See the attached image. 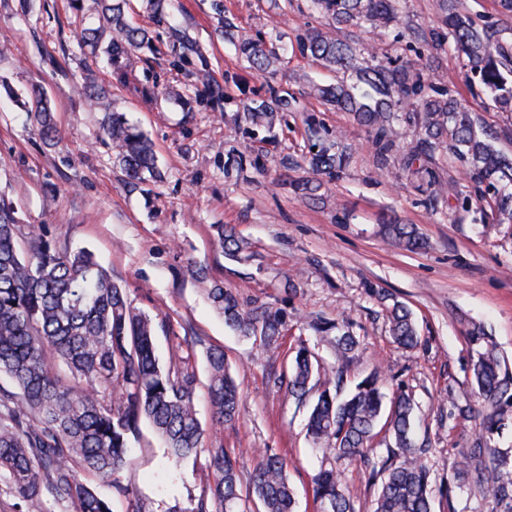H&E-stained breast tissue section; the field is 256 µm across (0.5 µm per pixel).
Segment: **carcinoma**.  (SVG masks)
I'll return each instance as SVG.
<instances>
[{"mask_svg": "<svg viewBox=\"0 0 512 512\" xmlns=\"http://www.w3.org/2000/svg\"><path fill=\"white\" fill-rule=\"evenodd\" d=\"M329 29L309 27L296 37L298 53L342 74L336 83L311 85L323 105L354 115L373 133L372 149L380 173L398 180L417 181L424 203L437 206L448 195L437 155L466 168L476 187L492 196L478 201L496 224H512V158L496 149L487 132L458 99L456 92L435 82L432 52L454 51L470 74L471 90L484 104L512 112V40L500 30L478 28L462 11L459 0H440L443 28L424 40L427 52L410 59L398 48L367 51L340 39L333 32L366 24L389 28L407 24L402 0H308ZM99 25L84 30L80 44L96 50L108 38L106 53L113 73L123 82L136 67L137 52L152 47L153 31L131 24L126 0H95ZM153 22L168 29L171 50L178 62L202 56L200 46L168 20V0H148ZM215 14L224 19V36L235 40L238 52L260 75L275 74L276 51L259 37L239 29L225 14L223 0H214ZM196 80L203 90L196 103L207 109L224 97L207 72ZM90 105L102 106L108 89L84 82ZM31 111L41 135L58 137L51 108L40 91L31 93ZM296 111V99L269 89V95L242 105L251 131L271 130ZM102 136L112 148L114 162L132 185L161 177L149 138L125 115L107 112ZM412 131L415 144L400 150V140ZM308 162L318 178L292 184L303 200L318 199L320 177H340L353 153L347 146L311 144ZM390 242L405 249L424 245L412 224L390 219L385 224ZM224 253L242 259L247 243L234 229L218 228ZM195 280L224 323L238 335L267 350L278 345L288 326V313L271 304L243 306L237 294L192 271ZM389 334L404 350L421 342L410 309L395 300L386 307ZM308 326L323 336L340 357L354 351L359 341L347 322L312 318ZM473 350L471 384L482 410L478 413L477 452L487 440L512 423V365L483 327L468 330ZM207 392L211 429L221 431L238 418L241 395L224 359V348L206 351ZM177 354L169 367L155 353V321L135 307L128 294L95 256L84 249L68 250L47 238L40 225L20 224L14 210L0 205V375L11 380L14 391H0V479L23 512H44L51 501L60 512H112L110 502L80 479V473L113 484L128 498L131 512H155V503L139 498L120 484L118 475L131 463L130 439L142 420L150 422L164 440L167 455L178 462L203 448L206 430L196 409L197 377ZM288 393L301 403L311 394L306 431L323 452L312 477V494L320 512H356L345 492L336 463L358 459L378 487L373 512H434V487L425 461L429 442L418 441L413 429L410 396L398 390L384 407L379 376L372 373L346 395L344 370L322 362L305 345L294 351L279 378ZM383 425L392 444L386 457L373 456L371 443ZM213 483L208 492L181 512H294V491L284 460L267 448L257 455L242 495L236 459L222 448L210 451ZM474 484L482 498L512 512V455L497 451L489 469L458 462L439 489L448 512H455L452 493L461 482Z\"/></svg>", "mask_w": 512, "mask_h": 512, "instance_id": "1", "label": "carcinoma"}]
</instances>
